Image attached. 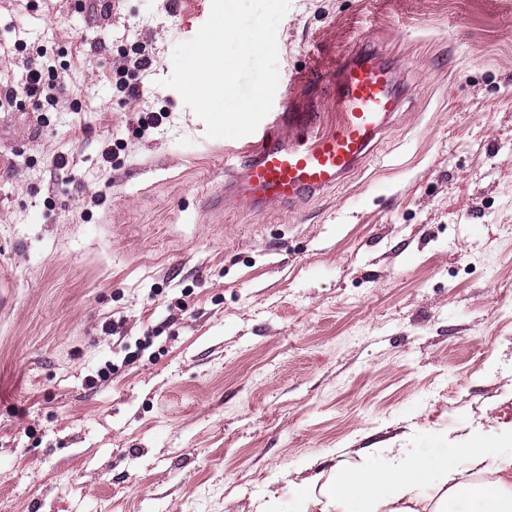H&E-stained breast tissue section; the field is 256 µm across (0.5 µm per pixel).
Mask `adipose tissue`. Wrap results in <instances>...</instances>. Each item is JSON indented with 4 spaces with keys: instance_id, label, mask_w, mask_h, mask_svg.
<instances>
[{
    "instance_id": "1",
    "label": "adipose tissue",
    "mask_w": 512,
    "mask_h": 512,
    "mask_svg": "<svg viewBox=\"0 0 512 512\" xmlns=\"http://www.w3.org/2000/svg\"><path fill=\"white\" fill-rule=\"evenodd\" d=\"M446 476L444 501L463 496L475 512H512V448H502L476 435L458 448H438L420 455L397 451L392 462L377 468L364 461L353 469H337L319 488L302 486L295 498L300 508L317 503L321 512H413L420 489L434 473ZM494 474L492 483H477L478 473Z\"/></svg>"
}]
</instances>
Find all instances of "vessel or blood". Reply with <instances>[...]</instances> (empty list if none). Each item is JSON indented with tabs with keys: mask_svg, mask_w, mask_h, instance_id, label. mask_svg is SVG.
<instances>
[{
	"mask_svg": "<svg viewBox=\"0 0 512 512\" xmlns=\"http://www.w3.org/2000/svg\"><path fill=\"white\" fill-rule=\"evenodd\" d=\"M399 74L374 49L342 62L329 87L338 110L330 122L299 103L269 113L257 130L231 140L225 157L236 170L211 199L215 209L262 214L294 207L340 185L382 139L402 108Z\"/></svg>",
	"mask_w": 512,
	"mask_h": 512,
	"instance_id": "b4317fda",
	"label": "vessel or blood"
}]
</instances>
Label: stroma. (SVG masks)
I'll return each instance as SVG.
<instances>
[{"label": "stroma", "mask_w": 512, "mask_h": 512, "mask_svg": "<svg viewBox=\"0 0 512 512\" xmlns=\"http://www.w3.org/2000/svg\"><path fill=\"white\" fill-rule=\"evenodd\" d=\"M210 10L0 0V81L43 48L60 82L0 109V512H292L512 432V0H290L275 103L363 46L406 98L343 186L264 215L210 210L224 142L160 84Z\"/></svg>", "instance_id": "35a3bbf8"}]
</instances>
